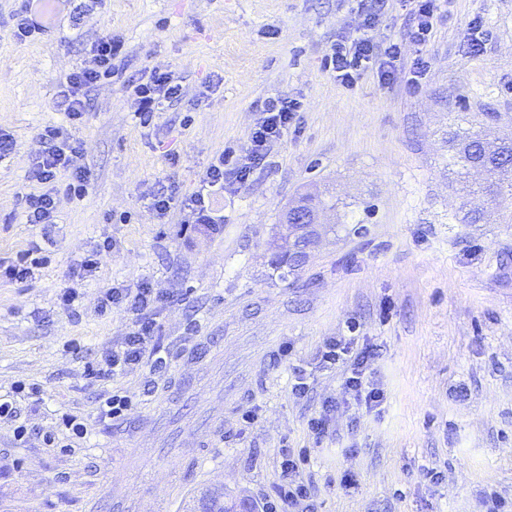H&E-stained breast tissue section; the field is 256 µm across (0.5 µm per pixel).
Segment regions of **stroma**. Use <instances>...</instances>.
Wrapping results in <instances>:
<instances>
[{
    "instance_id": "obj_1",
    "label": "stroma",
    "mask_w": 512,
    "mask_h": 512,
    "mask_svg": "<svg viewBox=\"0 0 512 512\" xmlns=\"http://www.w3.org/2000/svg\"><path fill=\"white\" fill-rule=\"evenodd\" d=\"M73 0H41L48 25L15 45L0 33V128L16 153L0 159V259L37 242L49 263L32 280L0 281V512H86L100 500L132 512L142 488L177 486L169 512H194L201 492L252 503L273 495L280 451L305 449L300 471L316 512H485L484 496L512 502V190L470 196L446 167L447 133L512 136V0H445L426 43L407 42L408 18L389 0L373 38L404 39L394 83L375 73L354 90L326 66L359 21L355 0H107L73 22ZM479 31L480 54L464 42ZM121 38L124 76L91 94L92 117L72 133L87 143L91 184L56 223L16 218L37 134L63 114L59 83L104 32ZM430 67L421 87L406 76ZM170 67L184 96L141 124L125 81ZM219 90L201 98L210 76ZM302 101L298 133L224 195L217 231L174 212L160 221L144 192L164 181L191 192L223 151L250 145L267 98ZM330 190L348 222L324 235L297 275L280 278L268 247L301 194ZM474 209L479 224L465 221ZM361 222L363 234L351 232ZM111 239L93 276L73 263ZM149 280L165 367L142 364L89 382L88 362L124 341L132 317H103L100 293ZM75 287L74 310L59 305ZM373 346L366 366L380 407L348 402V363L327 365L325 344ZM308 382L293 394L296 374ZM39 384L40 399L14 396ZM133 396L124 417H93L113 389ZM90 420L73 448L49 447L61 417ZM325 415L315 438L309 420ZM26 426L25 440L15 429ZM438 480H430L428 471ZM351 475L352 488L339 487Z\"/></svg>"
}]
</instances>
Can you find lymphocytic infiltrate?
Returning a JSON list of instances; mask_svg holds the SVG:
<instances>
[{
    "label": "lymphocytic infiltrate",
    "instance_id": "obj_1",
    "mask_svg": "<svg viewBox=\"0 0 512 512\" xmlns=\"http://www.w3.org/2000/svg\"><path fill=\"white\" fill-rule=\"evenodd\" d=\"M386 6L385 0H359L357 11L361 17L354 32L339 40L331 48L328 68L337 82L346 89L357 85L360 75L374 71L379 81H390L401 58L400 43L377 44L372 33L378 26ZM123 43L111 33H103L91 43L87 57L80 67L70 72L61 84L58 94L63 106L64 123L45 125L38 134L39 147L33 154L27 174L34 183L33 191L22 194V220L27 224H52L62 200H83L88 193V172L82 164L87 152L85 141L73 137L72 126L86 122L91 115L89 93L94 87L110 82L123 68ZM131 98L135 112L142 122L152 120L154 114L164 111L183 95V87L175 72L167 67H154L146 81L131 84ZM299 99L274 97L260 110L250 135V146L244 154H220L207 167L194 191L180 194L178 188L163 186L148 196V205L158 218H166L175 211H190L196 223L220 224L224 215L214 206L225 186L245 183L255 170L264 165L271 145L287 137L298 112ZM156 295L149 283L136 288L111 287L99 299L101 313L124 308L134 316L133 329L121 348L112 350L97 361L88 363L89 378L105 380L139 366L154 335L156 322L150 314ZM374 352L357 347L353 341H329L322 357L330 364L348 358L351 374L345 388L356 403L374 407L383 395L378 388L367 385L364 368ZM303 454L283 449L280 469L281 482L275 499H264L260 512H313L312 491L299 476Z\"/></svg>",
    "mask_w": 512,
    "mask_h": 512
}]
</instances>
